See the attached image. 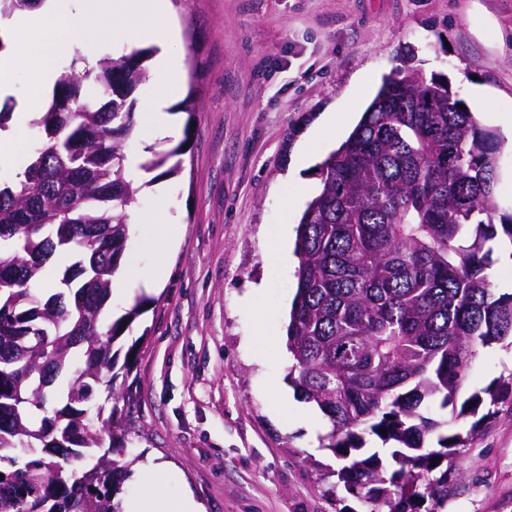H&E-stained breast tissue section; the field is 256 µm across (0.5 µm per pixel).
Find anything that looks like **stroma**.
I'll list each match as a JSON object with an SVG mask.
<instances>
[{
    "label": "stroma",
    "mask_w": 512,
    "mask_h": 512,
    "mask_svg": "<svg viewBox=\"0 0 512 512\" xmlns=\"http://www.w3.org/2000/svg\"><path fill=\"white\" fill-rule=\"evenodd\" d=\"M183 60L182 92L170 102L177 129L194 120L180 165L142 187L131 211L166 208L180 238L167 258L166 231L144 223L130 232L122 265L155 269L159 288L137 298L112 293L108 320L141 302L119 339L140 352L121 389L130 397L129 463L122 501L144 499L147 466L164 463L171 498L190 490L201 512H362L344 490L321 481L327 419L288 384L285 333L254 344L275 312L289 314L296 265L273 260L272 228L297 226L319 190L317 166L351 128L312 131L328 112H364L384 78L404 62L447 80L469 110L475 89L491 99L482 125L505 143L496 197L512 211V0H171ZM131 96L139 132L124 139L128 161L173 149L154 137ZM193 98L194 114L183 112ZM0 143V181L14 179L32 142L29 124L10 122ZM265 284L261 302L247 295ZM512 374V345L472 359L474 391ZM448 496L434 512H512V407L483 422L457 457Z\"/></svg>",
    "instance_id": "obj_1"
}]
</instances>
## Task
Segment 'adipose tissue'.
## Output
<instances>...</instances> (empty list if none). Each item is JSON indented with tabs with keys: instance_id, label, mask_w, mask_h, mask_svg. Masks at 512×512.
Segmentation results:
<instances>
[{
	"instance_id": "adipose-tissue-1",
	"label": "adipose tissue",
	"mask_w": 512,
	"mask_h": 512,
	"mask_svg": "<svg viewBox=\"0 0 512 512\" xmlns=\"http://www.w3.org/2000/svg\"><path fill=\"white\" fill-rule=\"evenodd\" d=\"M135 0H80L75 11L66 16L62 26L65 36L50 39L44 45L47 55L55 56L85 48L98 34V22L106 16L122 18L127 40L153 43L158 47L151 83L145 99L156 134L174 135L167 117V103L180 92L181 57L173 50L177 30L169 0H152V9L145 20H135Z\"/></svg>"
}]
</instances>
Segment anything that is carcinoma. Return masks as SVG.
Returning <instances> with one entry per match:
<instances>
[{
    "label": "carcinoma",
    "instance_id": "cac0c4a2",
    "mask_svg": "<svg viewBox=\"0 0 512 512\" xmlns=\"http://www.w3.org/2000/svg\"><path fill=\"white\" fill-rule=\"evenodd\" d=\"M41 2L0 0V16ZM143 55L63 69L30 123L23 172L0 186V512H122L128 465L113 454L129 403L113 348L141 303L101 320L140 191L123 136ZM88 82L102 104L86 99ZM460 104L414 68L386 78L320 163L321 189L297 227L288 379L330 423L321 448L337 467L322 480L370 512H421L425 498L448 495L478 423L462 432L428 411L458 419L486 403L489 419L512 405V377L459 400L475 353L512 340V293L488 273L498 237L512 242V214L494 193L502 140ZM61 250L78 260L34 296L30 282ZM366 432L385 453L361 452Z\"/></svg>",
    "mask_w": 512,
    "mask_h": 512
}]
</instances>
